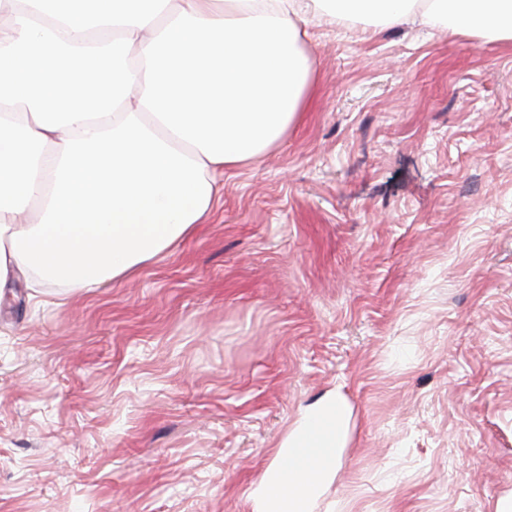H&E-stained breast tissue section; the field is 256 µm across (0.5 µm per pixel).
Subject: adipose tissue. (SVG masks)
Wrapping results in <instances>:
<instances>
[{"mask_svg": "<svg viewBox=\"0 0 512 512\" xmlns=\"http://www.w3.org/2000/svg\"><path fill=\"white\" fill-rule=\"evenodd\" d=\"M312 0H0V289H92L206 220L217 176L274 148L313 82ZM328 21L412 18L512 41V0H323ZM351 409L324 397L271 460L254 512H313Z\"/></svg>", "mask_w": 512, "mask_h": 512, "instance_id": "ef3b65f1", "label": "adipose tissue"}]
</instances>
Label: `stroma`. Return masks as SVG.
I'll list each match as a JSON object with an SVG mask.
<instances>
[{
	"label": "stroma",
	"mask_w": 512,
	"mask_h": 512,
	"mask_svg": "<svg viewBox=\"0 0 512 512\" xmlns=\"http://www.w3.org/2000/svg\"><path fill=\"white\" fill-rule=\"evenodd\" d=\"M301 120L205 224L0 302V512H252L301 412L352 415L313 512L512 498V42L309 15Z\"/></svg>",
	"instance_id": "obj_1"
}]
</instances>
